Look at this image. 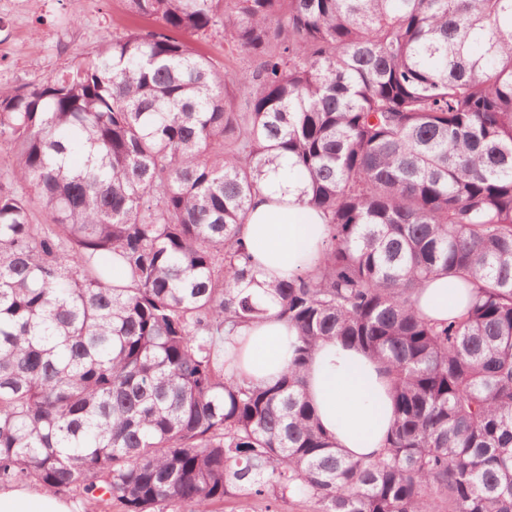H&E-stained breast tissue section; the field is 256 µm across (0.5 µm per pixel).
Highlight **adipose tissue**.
Instances as JSON below:
<instances>
[{"mask_svg":"<svg viewBox=\"0 0 512 512\" xmlns=\"http://www.w3.org/2000/svg\"><path fill=\"white\" fill-rule=\"evenodd\" d=\"M253 255L259 292L280 280L317 269L328 238L325 216L307 205L295 188L260 191L241 228ZM470 299L469 289L455 278L437 275L417 295L426 318L460 317ZM238 343V375L264 384L285 372L296 332L276 309L233 334ZM306 393L334 447L353 457L377 455L395 419L392 386L383 365L364 352L338 341L320 343L305 372ZM76 506L54 493L34 492L22 485L0 486V512H75Z\"/></svg>","mask_w":512,"mask_h":512,"instance_id":"1","label":"adipose tissue"}]
</instances>
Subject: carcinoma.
<instances>
[{
	"label": "carcinoma",
	"instance_id": "1",
	"mask_svg": "<svg viewBox=\"0 0 512 512\" xmlns=\"http://www.w3.org/2000/svg\"><path fill=\"white\" fill-rule=\"evenodd\" d=\"M126 2L157 27L0 88L21 187L0 183V483L122 512H512V0ZM213 34L258 65H216L192 44ZM288 180L328 239L265 299L239 288L240 229ZM439 274L472 289L462 317L417 311ZM269 301L297 356L273 384L227 377ZM333 338L390 377L375 458L308 406Z\"/></svg>",
	"mask_w": 512,
	"mask_h": 512
}]
</instances>
